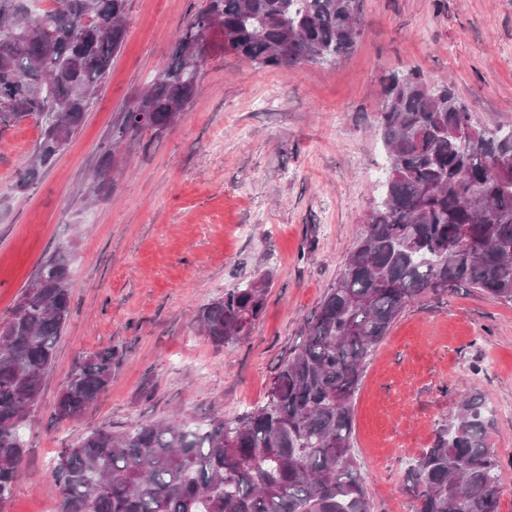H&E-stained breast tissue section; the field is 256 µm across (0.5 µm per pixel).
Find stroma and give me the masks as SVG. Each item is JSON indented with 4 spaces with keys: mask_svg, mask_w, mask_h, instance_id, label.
<instances>
[{
    "mask_svg": "<svg viewBox=\"0 0 512 512\" xmlns=\"http://www.w3.org/2000/svg\"><path fill=\"white\" fill-rule=\"evenodd\" d=\"M207 5L129 0L108 79L33 191L14 184L38 128L25 120L0 134V319L60 248L73 297L0 512H57L53 462L87 430L175 413L203 422L264 403L374 205L387 165L375 110L390 75L417 69L484 126L512 122V0H362L356 46L328 64L254 66L211 33L201 91L182 119L122 143L111 185L81 194L103 164L100 145ZM264 273L263 313L241 340L216 345L202 310ZM106 346L120 354L110 387L80 417L57 421L69 373ZM466 380L486 394L503 466L499 512H512V302L465 286L412 300L365 364L353 437L372 512H411L407 465L447 423Z\"/></svg>",
    "mask_w": 512,
    "mask_h": 512,
    "instance_id": "1",
    "label": "stroma"
}]
</instances>
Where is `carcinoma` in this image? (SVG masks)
Returning <instances> with one entry per match:
<instances>
[{
    "instance_id": "obj_1",
    "label": "carcinoma",
    "mask_w": 512,
    "mask_h": 512,
    "mask_svg": "<svg viewBox=\"0 0 512 512\" xmlns=\"http://www.w3.org/2000/svg\"><path fill=\"white\" fill-rule=\"evenodd\" d=\"M128 0H0V131L39 128L15 188H35L80 129L126 37ZM219 31L225 51L279 68L348 54L362 32L361 0H211L182 30L169 64L124 112L103 150L159 134L198 91L200 39ZM377 127L388 154L364 232L314 314L305 338L274 372L266 402L235 418L100 427L62 449L52 468L58 512H371L353 451V401L366 359L413 299L467 285L512 302V123L482 126L448 86L415 70L383 85ZM269 277L231 288L204 308L217 345L240 340L263 312ZM72 312L66 255L43 262L0 321V503L27 448L23 428L54 367ZM108 346L71 371L54 408L60 422L95 404L112 383ZM485 395L464 388L406 475L412 512H498L502 462L488 442Z\"/></svg>"
}]
</instances>
